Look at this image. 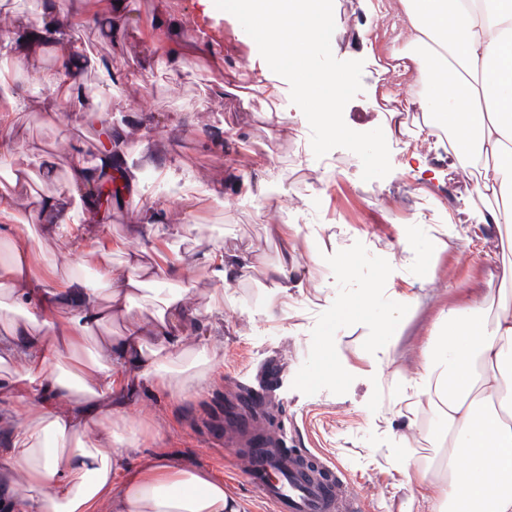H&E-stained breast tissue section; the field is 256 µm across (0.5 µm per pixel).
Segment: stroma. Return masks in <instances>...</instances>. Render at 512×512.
I'll return each mask as SVG.
<instances>
[{
    "label": "stroma",
    "mask_w": 512,
    "mask_h": 512,
    "mask_svg": "<svg viewBox=\"0 0 512 512\" xmlns=\"http://www.w3.org/2000/svg\"><path fill=\"white\" fill-rule=\"evenodd\" d=\"M391 2L333 0L350 43L343 57L363 63V90L344 108L346 125L369 132L384 127L390 112H405L406 132L388 139L392 170L381 179L363 181L362 163L347 149L314 156L309 123L291 101L289 82L269 68L238 20L209 0H121L83 25L82 38L124 81L109 91L96 71L83 70L82 107H47L44 77L57 71L60 51H36L19 80L28 102L8 115L19 153L16 203L24 216L36 198L66 191L73 157L90 163L107 150L111 126H124L131 158L150 136L167 171L139 168L137 195H121L104 213L112 265L122 267L132 250L142 251L149 266L178 260L174 285L190 287L200 310L216 304L221 313L207 326L211 373L176 400L138 392L130 417L141 432L131 461L160 452L182 468L208 471L248 512H266L265 505L226 475L223 456L211 447L217 432L211 418L216 407L236 401L241 387L253 385L274 356L285 374L270 398V435L339 464L368 498L370 512H419L402 486L400 461L439 458L440 439H413L395 426L416 401H395L393 387L399 376L417 371L438 314L480 293L489 270L512 261V242L486 227L475 177L455 168L447 136L420 132L424 118L408 102L416 89L399 59L400 18ZM176 45L191 50L186 63L173 59ZM266 84L278 94L266 95ZM274 112L285 114L286 127L270 121ZM414 150L426 166L411 159ZM247 179L263 181V200L247 195ZM149 206L165 211L163 225L151 238H131L137 211ZM181 224L188 233L172 235ZM282 224L301 230L304 288L284 299L285 313L274 321L263 271L279 256L275 228ZM438 238L448 247L434 253L429 270L422 256ZM406 239L412 252L401 248ZM218 246L253 254L250 277L226 285L213 280L201 256ZM33 248L36 266L55 267L58 280L79 278L107 297L94 247L78 259L66 241L41 236ZM411 296L419 304L408 305ZM398 308L406 312L403 328L387 329L388 313ZM386 352L393 366L375 369ZM332 364L345 366V373L331 375Z\"/></svg>",
    "instance_id": "35a3bbf8"
}]
</instances>
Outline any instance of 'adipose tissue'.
Returning a JSON list of instances; mask_svg holds the SVG:
<instances>
[{
	"instance_id": "adipose-tissue-1",
	"label": "adipose tissue",
	"mask_w": 512,
	"mask_h": 512,
	"mask_svg": "<svg viewBox=\"0 0 512 512\" xmlns=\"http://www.w3.org/2000/svg\"><path fill=\"white\" fill-rule=\"evenodd\" d=\"M81 0H50L53 21H37L0 41V58L22 68L41 46L61 48L62 79L50 80L51 102L81 106L82 69L117 81L110 62L69 36L64 16H77ZM405 70L422 91L420 109L447 134L456 165L477 173L480 196L493 197L486 222L512 234V0H397ZM115 164L112 154L89 164L74 160L67 192L38 198L31 223L51 237L65 236L74 254L87 243L105 257L100 276L108 303L75 280L56 285L35 277L32 234L19 230L14 200L0 196V236L11 260L0 266L17 318L0 330V512H247L207 472L171 466L155 456L132 465L138 442L128 405L152 388L169 397L185 389V369L207 370L210 341L199 331L201 313L187 290L158 288L148 319L132 317L146 283L138 255L128 271L107 259L112 243L102 226L69 224L72 200ZM299 228L279 231L281 251L265 271L272 294L291 296L304 282L296 271ZM213 278L229 283L249 276L251 254L237 249L204 253ZM486 294L441 312L421 349L415 377L427 397V419L399 415L406 434L441 428L438 470L404 459L402 473L423 512H512V310L486 317ZM123 316L122 335L107 338L78 371L62 368L95 331Z\"/></svg>"
}]
</instances>
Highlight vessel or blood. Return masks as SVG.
<instances>
[{
	"mask_svg": "<svg viewBox=\"0 0 512 512\" xmlns=\"http://www.w3.org/2000/svg\"><path fill=\"white\" fill-rule=\"evenodd\" d=\"M244 463V481L268 512H364V498L349 474L322 453L307 448L242 447L227 442L225 466Z\"/></svg>",
	"mask_w": 512,
	"mask_h": 512,
	"instance_id": "1",
	"label": "vessel or blood"
}]
</instances>
